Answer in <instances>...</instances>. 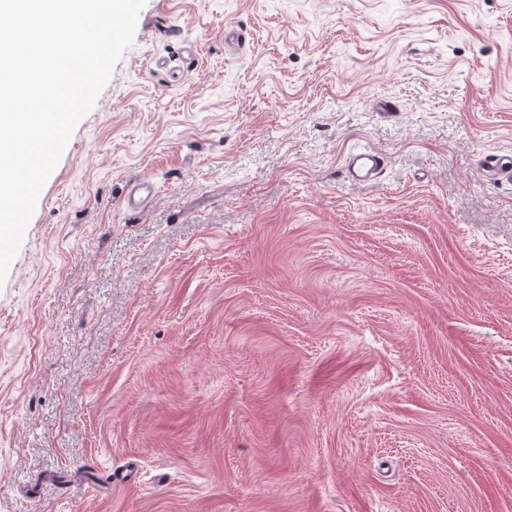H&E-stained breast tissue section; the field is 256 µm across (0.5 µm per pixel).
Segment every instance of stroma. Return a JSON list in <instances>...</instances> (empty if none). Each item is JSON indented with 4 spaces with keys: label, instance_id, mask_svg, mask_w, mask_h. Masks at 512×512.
<instances>
[{
    "label": "stroma",
    "instance_id": "35a3bbf8",
    "mask_svg": "<svg viewBox=\"0 0 512 512\" xmlns=\"http://www.w3.org/2000/svg\"><path fill=\"white\" fill-rule=\"evenodd\" d=\"M490 151L512 0H145L0 285V512H512ZM384 166V157L372 149L353 150L346 160L348 177L357 181L377 178Z\"/></svg>",
    "mask_w": 512,
    "mask_h": 512
}]
</instances>
